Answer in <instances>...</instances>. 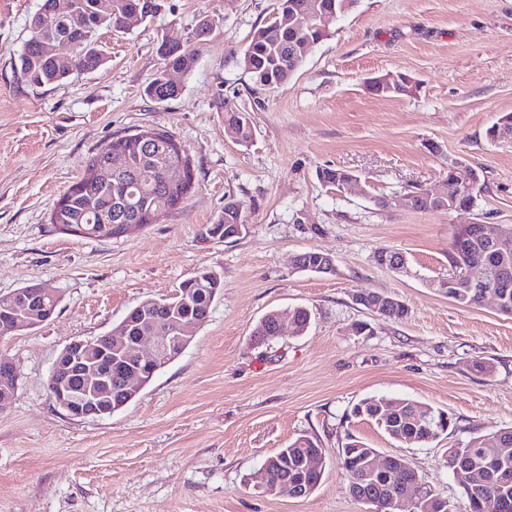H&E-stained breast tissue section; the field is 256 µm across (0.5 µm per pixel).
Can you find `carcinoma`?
<instances>
[{
    "label": "carcinoma",
    "mask_w": 512,
    "mask_h": 512,
    "mask_svg": "<svg viewBox=\"0 0 512 512\" xmlns=\"http://www.w3.org/2000/svg\"><path fill=\"white\" fill-rule=\"evenodd\" d=\"M288 11L296 15V28L276 27L273 23L257 29L243 55V65L252 82L259 87L267 83L279 86L288 82L302 65L307 51L301 45L309 41L317 44L329 36L319 27L312 5L318 10L339 13L348 11L351 3L347 0H284ZM68 15L56 12L57 0H42L39 9L28 21L29 31L37 34V40H27L18 55V66L25 81L35 85H49L67 79L79 69L92 71L104 61L98 48V36L103 30L119 31L126 19L140 13L142 19L155 14L157 3L148 0H70ZM60 41L75 46L76 52L67 61H62L52 48ZM164 69L147 86L150 96L165 101L177 96V90L165 81L167 72L173 70L189 73L195 64V53L177 44H161ZM224 119L236 127L242 142L252 138V127L248 113L227 106ZM158 142L151 145L126 136L112 142L110 148L122 152L127 158L124 171L115 173L106 170L95 184H74L59 199L60 206L54 207L50 223L57 225H88L118 208H127L142 224H156L170 209L178 206L191 191L194 180L181 184L165 180L167 167L180 162L181 154L174 143L175 137L158 129ZM318 178L323 183L342 188L352 175L341 169L323 168ZM463 174L448 170L446 186L448 197L458 204H472L474 199L457 195L462 187ZM412 209L433 212L435 208L427 196V190L417 187L410 191ZM244 223L242 209L234 202L224 204V211L217 223L206 226L209 236L223 237L233 226ZM469 234L470 251L462 257L480 263L486 273L487 282L501 285L500 314L512 317V244L506 247L492 246L484 239L481 225L467 224L454 234ZM222 288L218 273L202 270L185 280L179 287L178 296L161 300L149 309L135 306L125 315L128 320L127 335H138V323L144 319L154 321L159 329L172 331V321H206L211 305ZM448 299L461 308H472L481 304V292L476 288H447ZM358 304L374 316L392 322H400L408 315L407 305L398 298L368 291ZM279 311L266 313L253 331V340L265 344L264 337L273 336L278 329ZM297 323L299 334H304L311 324V312L297 306L288 309ZM352 413L375 420L385 433L399 443L427 445L453 427L448 412L428 403L407 398L395 399L393 415H387V404L373 398L357 403ZM322 451L313 438L302 435L267 459L271 481L274 483L300 485L311 493L319 485L323 472L307 468L310 456ZM376 449L364 442L351 438L342 449L340 464L343 471L362 472L370 455ZM493 461V467L506 470L512 475V429L499 430L490 434H477L459 448L448 449V467L457 485L462 489L469 503V512H512V485L503 487L494 479L471 480L466 468L485 460ZM349 491L356 499L366 495L378 500V512H389L390 503L405 495L417 497L424 494L425 500L441 503L445 498L436 494L421 482L411 464L402 459H393L386 470L376 473L372 481L360 488L348 482Z\"/></svg>",
    "instance_id": "carcinoma-1"
}]
</instances>
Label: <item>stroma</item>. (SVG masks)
Returning <instances> with one entry per match:
<instances>
[{
	"label": "stroma",
	"instance_id": "35a3bbf8",
	"mask_svg": "<svg viewBox=\"0 0 512 512\" xmlns=\"http://www.w3.org/2000/svg\"><path fill=\"white\" fill-rule=\"evenodd\" d=\"M40 2L0 0V295L46 283L62 300L36 330L0 341L18 373L0 406V512H368L339 463L351 438L406 457L468 512L448 451L512 428V318L490 298L462 309L430 283L447 279L460 225L512 229V141L486 138L512 115V0H356L272 89L254 88L241 58L275 0H159L153 18L101 33L97 70L35 87L17 58ZM204 16L217 28L199 42ZM165 39L195 49L196 62L159 102L145 89ZM385 75L409 78L410 93L374 94L369 79ZM228 104L249 113V143L225 122ZM147 127L192 158L183 203L119 238L54 227L57 199L88 176L89 159ZM456 160L479 173L472 208L378 206L435 188ZM325 167L354 183H322ZM231 199L244 205L243 233L206 236ZM382 248L404 252L408 273L380 266ZM309 249L330 255L334 272L297 269ZM203 269L222 280L206 322L132 402L105 418L56 406L48 378L67 344L109 332ZM366 291L400 298L407 317L371 316L354 300ZM297 305L312 313L304 335L253 343L263 315ZM358 321L370 331L353 332ZM477 360L491 373L474 371ZM368 397L428 403L455 426L432 444H401L352 415ZM302 434L325 450L319 485L302 498L262 494L267 458Z\"/></svg>",
	"mask_w": 512,
	"mask_h": 512
}]
</instances>
